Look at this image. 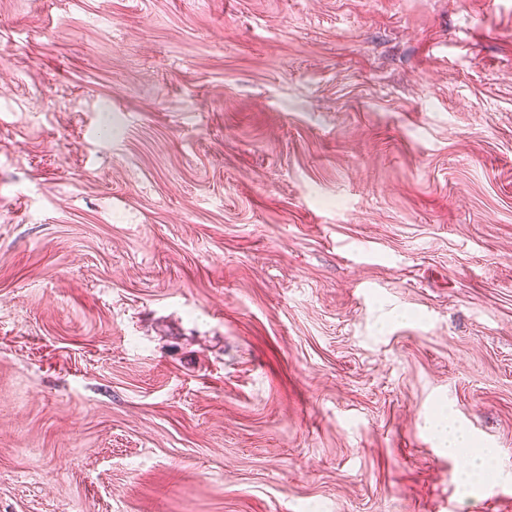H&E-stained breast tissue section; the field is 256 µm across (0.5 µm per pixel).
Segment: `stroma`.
<instances>
[{
	"label": "stroma",
	"instance_id": "obj_1",
	"mask_svg": "<svg viewBox=\"0 0 512 512\" xmlns=\"http://www.w3.org/2000/svg\"><path fill=\"white\" fill-rule=\"evenodd\" d=\"M0 512H512V0H0Z\"/></svg>",
	"mask_w": 512,
	"mask_h": 512
}]
</instances>
